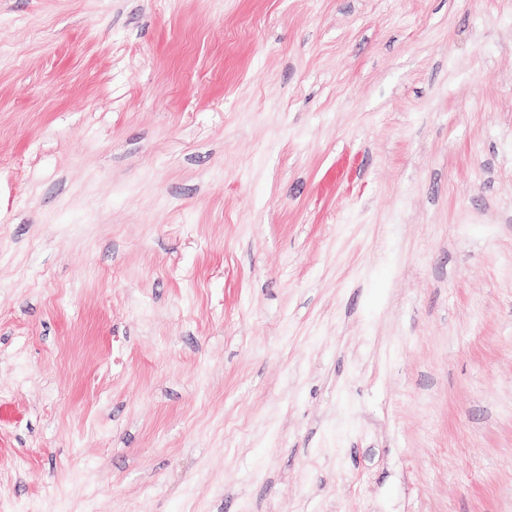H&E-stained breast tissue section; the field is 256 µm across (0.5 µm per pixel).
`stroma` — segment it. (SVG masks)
I'll list each match as a JSON object with an SVG mask.
<instances>
[{"label": "stroma", "instance_id": "35a3bbf8", "mask_svg": "<svg viewBox=\"0 0 512 512\" xmlns=\"http://www.w3.org/2000/svg\"><path fill=\"white\" fill-rule=\"evenodd\" d=\"M0 512H512V0H0Z\"/></svg>", "mask_w": 512, "mask_h": 512}]
</instances>
